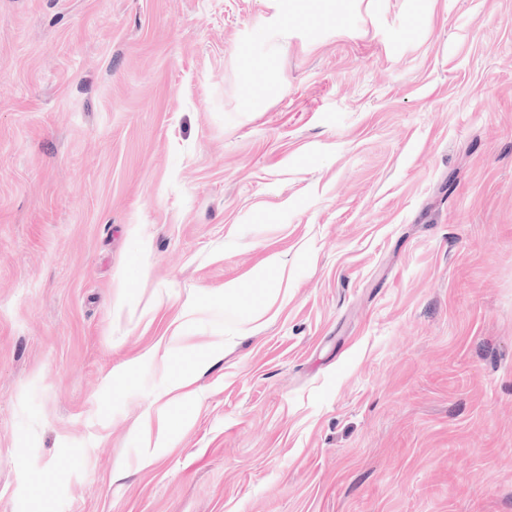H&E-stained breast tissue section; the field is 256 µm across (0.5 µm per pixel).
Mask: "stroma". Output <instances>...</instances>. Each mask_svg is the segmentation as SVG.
Segmentation results:
<instances>
[{"mask_svg": "<svg viewBox=\"0 0 512 512\" xmlns=\"http://www.w3.org/2000/svg\"><path fill=\"white\" fill-rule=\"evenodd\" d=\"M0 512H512V0H0Z\"/></svg>", "mask_w": 512, "mask_h": 512, "instance_id": "35a3bbf8", "label": "stroma"}]
</instances>
